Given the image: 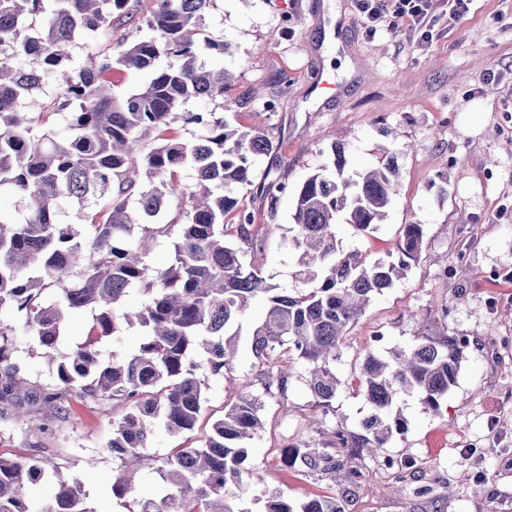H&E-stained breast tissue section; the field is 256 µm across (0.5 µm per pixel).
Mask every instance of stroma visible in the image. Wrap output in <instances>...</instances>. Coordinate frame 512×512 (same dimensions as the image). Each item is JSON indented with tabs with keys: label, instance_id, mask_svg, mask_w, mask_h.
<instances>
[{
	"label": "stroma",
	"instance_id": "35a3bbf8",
	"mask_svg": "<svg viewBox=\"0 0 512 512\" xmlns=\"http://www.w3.org/2000/svg\"><path fill=\"white\" fill-rule=\"evenodd\" d=\"M206 30L236 47L224 60L202 53L235 76L225 118L262 128L273 142L252 185L237 193L260 237L247 259L281 290L296 286L281 245L295 192L327 164L332 145H345L359 170L377 166L392 140L411 146L398 158L397 192L379 229L338 227L343 246L370 261L395 251L403 225H425L426 237L407 278L377 296L344 337L328 428L360 433L369 407L355 375L367 351L383 355L445 334L463 341V358L440 412L415 395L401 401L408 430L362 458L347 512H512V0H472L460 21L437 11L426 38L406 22L368 33L355 0H216ZM323 81L331 89L321 94L315 86ZM245 97L250 106H241ZM269 101L275 107L267 112ZM272 183L284 191L268 196ZM15 344L31 384L53 389L55 371L38 343L21 334ZM304 370L293 363L290 416L266 400L265 427L245 462L262 472L263 490L297 501L340 491L331 477L281 463L285 445L315 438L304 425ZM259 373L241 339L232 371L210 380L194 431L157 433L135 463L134 491L121 497L108 477L123 462L106 444L122 408L71 401L68 418L39 437L14 413L1 414L0 451L43 455L46 469L81 481L91 512H128L135 497L160 491L162 459L201 445L236 389L257 385ZM389 458L413 461L404 482L387 468Z\"/></svg>",
	"mask_w": 512,
	"mask_h": 512
}]
</instances>
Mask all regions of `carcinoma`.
I'll list each match as a JSON object with an SVG mask.
<instances>
[{
    "label": "carcinoma",
    "instance_id": "carcinoma-1",
    "mask_svg": "<svg viewBox=\"0 0 512 512\" xmlns=\"http://www.w3.org/2000/svg\"><path fill=\"white\" fill-rule=\"evenodd\" d=\"M215 0H0V189H12L21 218L0 219V413L20 419L43 407L63 409L72 396L121 406L107 448L136 458L156 432L195 429L210 376H225L239 349L250 301L263 297L250 348L263 392L242 390L224 407L199 447L176 448L162 466L165 490L128 512H246L243 495L263 483L245 467L262 427L264 398L288 408L289 361L307 366L308 418L326 416L340 386L333 364L341 341L372 298L405 279L421 256L425 225L405 224L396 251L373 262L337 239L343 217L369 235L396 194L398 148L375 168L348 171L345 148L296 193L283 245L296 260L291 294L246 261L257 232L235 188L253 182L258 158L272 149L260 128L233 127L224 113L184 112L191 100H224L226 69L201 58L231 46L204 35ZM139 17L149 34L112 41L113 17ZM103 37L109 51L74 55L84 37ZM117 67L150 74L137 91L114 92ZM39 111L27 110L38 95ZM194 172L193 190L179 174ZM189 199L184 217L164 221L173 200ZM105 205H100L101 200ZM236 226L238 244L226 241ZM178 229L166 265L147 261L154 238ZM133 288L150 298L135 311L119 303ZM89 309L86 341L55 355L68 315ZM138 323L143 336L125 358L103 363L95 345ZM38 339L56 365V388L30 385L15 361L18 332ZM463 346L456 338L422 337L385 358L372 352L357 379L370 413L359 439L343 430L322 442L281 449L284 466L308 475L341 474L343 493L295 501L282 492L261 512H346L349 486L361 472L341 456L376 451L407 427L399 403L416 394L428 409L458 379ZM46 476L41 457L0 452V512H30L27 487ZM55 492L43 512H91L81 485L54 468Z\"/></svg>",
    "mask_w": 512,
    "mask_h": 512
}]
</instances>
